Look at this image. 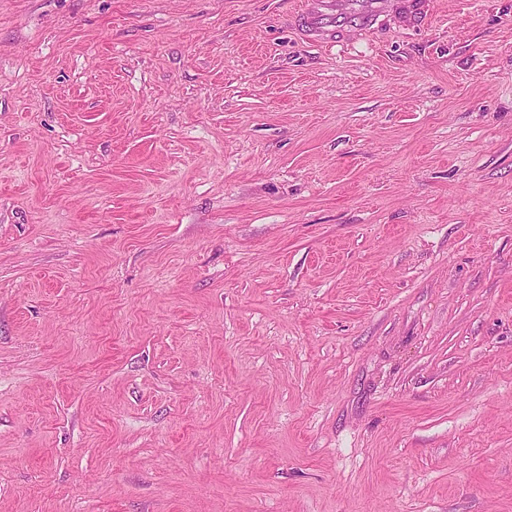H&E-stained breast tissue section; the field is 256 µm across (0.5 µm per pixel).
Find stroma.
Listing matches in <instances>:
<instances>
[{"label":"stroma","mask_w":512,"mask_h":512,"mask_svg":"<svg viewBox=\"0 0 512 512\" xmlns=\"http://www.w3.org/2000/svg\"><path fill=\"white\" fill-rule=\"evenodd\" d=\"M0 0V512H512V0ZM433 12L431 0H303L291 27L311 44L334 47L378 35L392 22L419 28Z\"/></svg>","instance_id":"1"}]
</instances>
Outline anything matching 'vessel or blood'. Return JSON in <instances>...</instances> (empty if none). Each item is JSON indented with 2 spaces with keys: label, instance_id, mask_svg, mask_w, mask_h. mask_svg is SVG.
Masks as SVG:
<instances>
[{
  "label": "vessel or blood",
  "instance_id": "obj_1",
  "mask_svg": "<svg viewBox=\"0 0 512 512\" xmlns=\"http://www.w3.org/2000/svg\"><path fill=\"white\" fill-rule=\"evenodd\" d=\"M433 12V0H300L291 27L311 44L333 47L377 35L394 23L424 26Z\"/></svg>",
  "mask_w": 512,
  "mask_h": 512
}]
</instances>
